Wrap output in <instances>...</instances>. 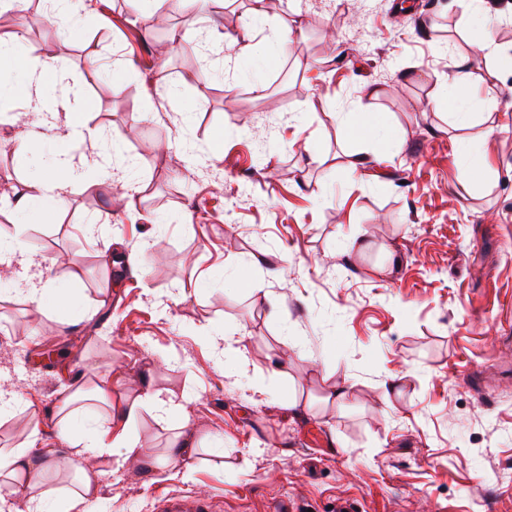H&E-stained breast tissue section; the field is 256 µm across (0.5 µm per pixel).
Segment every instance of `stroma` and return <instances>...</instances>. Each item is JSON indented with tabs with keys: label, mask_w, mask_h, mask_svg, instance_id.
Wrapping results in <instances>:
<instances>
[{
	"label": "stroma",
	"mask_w": 512,
	"mask_h": 512,
	"mask_svg": "<svg viewBox=\"0 0 512 512\" xmlns=\"http://www.w3.org/2000/svg\"><path fill=\"white\" fill-rule=\"evenodd\" d=\"M253 6L203 0L189 22L178 0H87L70 27L43 0L0 12L98 132L62 207L33 214L18 200L67 118L21 102L0 120V227L81 301L0 281V449L60 447L62 408L105 374L113 406L175 408L129 426L151 465L98 461L95 512L189 493L219 512H512V68L474 46L469 0ZM463 58L473 105L436 106ZM365 110L393 143L378 160L334 118ZM185 432L189 471L168 455Z\"/></svg>",
	"instance_id": "obj_1"
}]
</instances>
